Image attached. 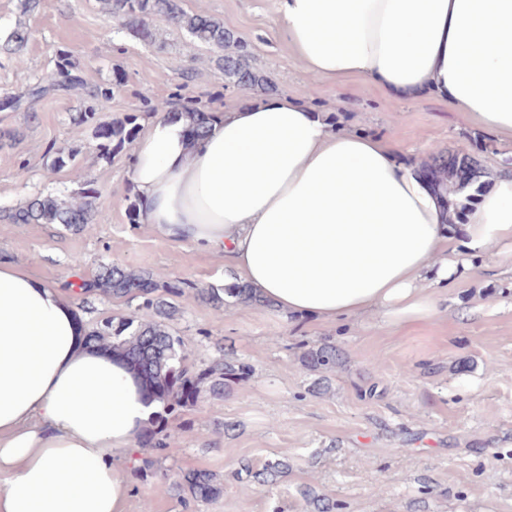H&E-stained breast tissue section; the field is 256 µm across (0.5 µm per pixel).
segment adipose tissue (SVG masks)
Returning a JSON list of instances; mask_svg holds the SVG:
<instances>
[{"label":"adipose tissue","instance_id":"1","mask_svg":"<svg viewBox=\"0 0 512 512\" xmlns=\"http://www.w3.org/2000/svg\"><path fill=\"white\" fill-rule=\"evenodd\" d=\"M286 45L325 82L366 78L430 93L512 147V0H275ZM131 181L142 223L224 255L239 282L289 316H435L460 268L512 243V170L466 223L382 137L339 132L299 98L246 101L202 139L152 114ZM72 297L0 262V512H125L124 464L157 404L89 346Z\"/></svg>","mask_w":512,"mask_h":512}]
</instances>
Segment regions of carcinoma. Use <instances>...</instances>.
Listing matches in <instances>:
<instances>
[{"instance_id":"obj_1","label":"carcinoma","mask_w":512,"mask_h":512,"mask_svg":"<svg viewBox=\"0 0 512 512\" xmlns=\"http://www.w3.org/2000/svg\"><path fill=\"white\" fill-rule=\"evenodd\" d=\"M100 3L103 10L119 19L122 26L140 41L154 42L152 20L167 19L189 34L188 48L201 44L220 53L219 63L224 70L225 82L244 89L260 88L267 93L276 90L267 76L249 65L247 46L225 28L222 21L204 13L186 11L182 7V0H100ZM29 38V29L18 26L0 43V52L17 58L26 48ZM57 56V76L54 79L46 85L33 87L28 93V100L13 97L5 102L4 107L16 111L26 102L51 93L85 91L92 97H107L114 92L112 88H88L72 55L60 50ZM142 108L148 113L162 110L178 113L189 120L192 131L198 136L205 132L214 118V113L195 106L178 93L167 99H145ZM135 121L133 116L112 122L101 121L92 110L82 113L81 117V122L93 126L97 149L104 155L122 150L134 139L137 131ZM421 168L435 180L443 198L445 223L461 222L467 209V203L461 200V196L479 178L477 159L460 151H440L423 161ZM98 195L99 190L94 183L86 181L76 197L64 200L37 194L9 212L7 218L14 224H61L78 231L95 220ZM192 287L194 284L183 279L159 281L147 272L112 263L100 266L97 274L83 281L80 287L79 295L84 297L103 296L137 301L133 316L117 324L110 320L101 321L87 332V336L91 345L122 359L139 376L143 394L159 403L151 428L142 437L143 446L147 448L170 449L166 421L193 406L202 391L222 398L233 386L246 382L252 374L250 365L227 360L222 355L204 367L190 362L184 341L174 334L171 323L178 314L174 299L183 296L185 289ZM195 297L220 313L232 301L270 306L242 283L224 288L198 287ZM340 359L341 353L334 344L310 348L302 356L308 370L321 373L336 368ZM288 471V458L283 456L267 461L254 478L263 484L275 483L286 477ZM176 488L195 502L211 501L224 490L223 484L217 482L213 474L203 470L179 472ZM301 495L311 512H336L338 509L336 501L320 497L308 488L301 490Z\"/></svg>"}]
</instances>
